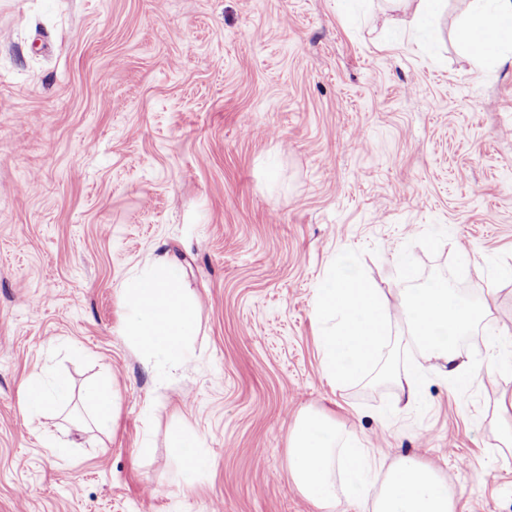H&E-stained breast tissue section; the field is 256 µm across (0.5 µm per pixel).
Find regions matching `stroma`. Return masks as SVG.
<instances>
[{
    "instance_id": "obj_1",
    "label": "stroma",
    "mask_w": 512,
    "mask_h": 512,
    "mask_svg": "<svg viewBox=\"0 0 512 512\" xmlns=\"http://www.w3.org/2000/svg\"><path fill=\"white\" fill-rule=\"evenodd\" d=\"M383 9L0 0V512H320L288 462L308 411L438 469L455 512H512V364L484 374L512 355V64L459 50L467 0L434 38ZM343 254L390 307L436 280L489 305L467 383L423 370L409 406L377 370L323 377L313 303ZM161 256L198 304L173 365L123 334L122 285ZM31 377L69 405L29 418ZM98 379L105 430L81 401ZM86 399L93 407V421L99 428H105L113 415V394L108 384L91 386L86 392ZM176 446L181 449L187 474H193L205 465V457L199 450V440L193 434H180Z\"/></svg>"
}]
</instances>
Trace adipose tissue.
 <instances>
[{
  "instance_id": "obj_1",
  "label": "adipose tissue",
  "mask_w": 512,
  "mask_h": 512,
  "mask_svg": "<svg viewBox=\"0 0 512 512\" xmlns=\"http://www.w3.org/2000/svg\"><path fill=\"white\" fill-rule=\"evenodd\" d=\"M487 35L501 62H512V0H471V17L457 31L459 49L484 60L477 38ZM127 305L125 333L146 358L180 359L194 330L197 306L181 288V271L167 259L124 283ZM404 316L420 357L449 376L465 372L453 343L481 317L478 309L452 303L445 283L415 294ZM313 311L322 324L319 347L324 376L340 384L360 371L377 367L391 336L393 316L377 289L357 272L333 265L314 300ZM70 390L65 382L46 387L37 377L23 386L29 415L40 416L65 405ZM290 469L301 491L321 512H333L338 500V479L354 482L382 467L386 477L374 496L372 512H452V498L436 469L414 457H402L381 466L369 448L358 442L341 443L330 419L305 414L289 435Z\"/></svg>"
}]
</instances>
